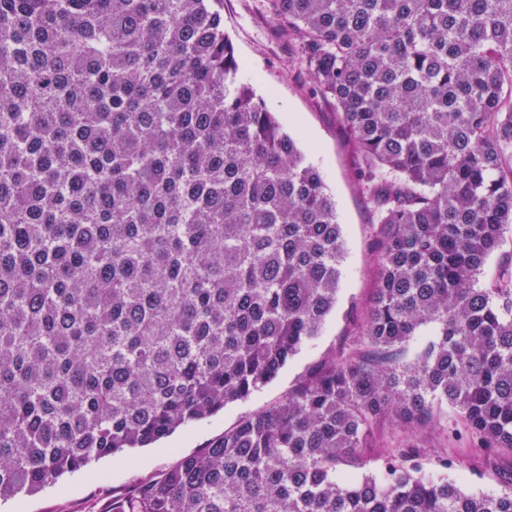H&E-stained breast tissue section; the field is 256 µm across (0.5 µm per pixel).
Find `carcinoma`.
Wrapping results in <instances>:
<instances>
[{
	"instance_id": "1",
	"label": "carcinoma",
	"mask_w": 512,
	"mask_h": 512,
	"mask_svg": "<svg viewBox=\"0 0 512 512\" xmlns=\"http://www.w3.org/2000/svg\"><path fill=\"white\" fill-rule=\"evenodd\" d=\"M216 3L0 0V497L249 397L336 305L335 197ZM268 4L375 205L374 296L348 351L112 512H512V480L421 453L450 410L512 456V262L479 282L512 229V0Z\"/></svg>"
}]
</instances>
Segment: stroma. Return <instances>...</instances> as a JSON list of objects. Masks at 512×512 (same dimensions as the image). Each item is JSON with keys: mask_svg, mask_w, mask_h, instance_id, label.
<instances>
[{"mask_svg": "<svg viewBox=\"0 0 512 512\" xmlns=\"http://www.w3.org/2000/svg\"><path fill=\"white\" fill-rule=\"evenodd\" d=\"M219 9L242 65L243 79L252 83L269 111L287 119L288 131L335 195L345 239L336 305L318 336L308 340L273 381L248 399L184 426L152 447L127 452L122 463L104 458L35 495L1 499L0 512H109L113 493L206 448L241 417L287 397L328 356L348 350L353 343L356 329L347 311L353 305L366 309L375 287L376 214L358 187L357 163L345 130L333 104L317 92L309 73L298 67L294 47L278 34L266 0H221ZM424 444L426 457L445 453L458 460V467L449 470L448 476L468 490L500 491L504 477L512 474V457L487 460L466 440L445 436L441 429L428 433Z\"/></svg>", "mask_w": 512, "mask_h": 512, "instance_id": "35a3bbf8", "label": "stroma"}]
</instances>
